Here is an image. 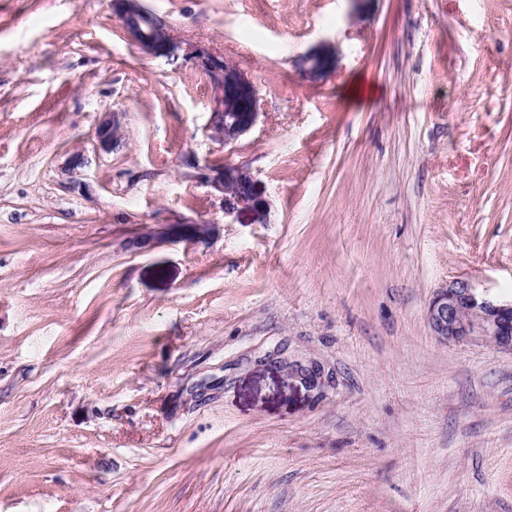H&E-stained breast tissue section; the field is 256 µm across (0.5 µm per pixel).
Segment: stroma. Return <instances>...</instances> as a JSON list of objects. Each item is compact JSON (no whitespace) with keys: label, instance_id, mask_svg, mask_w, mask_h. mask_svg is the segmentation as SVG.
<instances>
[{"label":"stroma","instance_id":"1","mask_svg":"<svg viewBox=\"0 0 512 512\" xmlns=\"http://www.w3.org/2000/svg\"><path fill=\"white\" fill-rule=\"evenodd\" d=\"M140 3L261 114L216 138L112 0H0V512H512V353L425 320L453 279L512 297V0ZM336 62V48L331 44H323L301 58V66L312 79L320 78ZM118 128L119 123L115 116L110 112L105 113L95 132L100 149L103 151L112 149L113 143L117 140ZM204 169L209 173H202L201 178L214 190L222 193L225 214L240 207L250 210L259 223L266 222L268 202L258 193L256 181L249 169L212 164H205Z\"/></svg>","mask_w":512,"mask_h":512}]
</instances>
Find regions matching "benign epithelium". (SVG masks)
I'll return each mask as SVG.
<instances>
[{"instance_id":"1","label":"benign epithelium","mask_w":512,"mask_h":512,"mask_svg":"<svg viewBox=\"0 0 512 512\" xmlns=\"http://www.w3.org/2000/svg\"><path fill=\"white\" fill-rule=\"evenodd\" d=\"M125 34L145 51L159 56H176L182 49L174 41L165 22L145 10L139 0H113ZM186 55L209 79L213 100L210 128L228 145L250 131L260 114L257 86L246 72L224 56L209 50L190 47ZM336 62V48L323 44L301 58V66L312 79L320 78ZM119 123L107 112L95 135L99 148L108 151L117 140ZM202 178L222 193L224 213L237 208L250 210L259 223L266 222L268 202L256 189L249 169L241 166L204 165ZM175 239L194 238L210 233L209 225L172 224ZM431 334L441 343H461L483 339L496 347L512 352V300L489 296L486 290L469 279L458 278L437 289L426 314ZM291 374L303 384L314 388L321 384V367L312 363L298 366Z\"/></svg>"}]
</instances>
